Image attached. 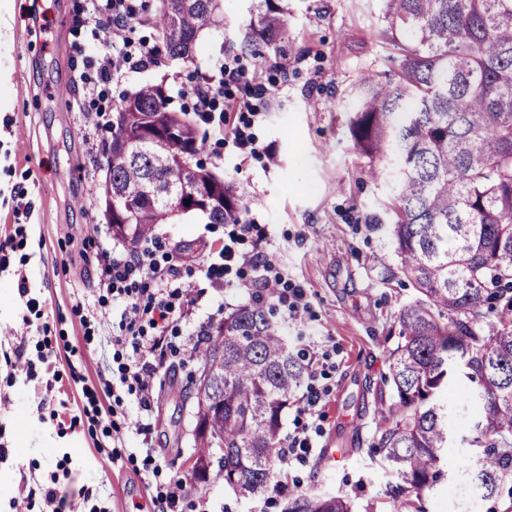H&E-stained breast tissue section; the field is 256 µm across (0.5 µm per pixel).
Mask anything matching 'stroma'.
<instances>
[{"label": "stroma", "mask_w": 512, "mask_h": 512, "mask_svg": "<svg viewBox=\"0 0 512 512\" xmlns=\"http://www.w3.org/2000/svg\"><path fill=\"white\" fill-rule=\"evenodd\" d=\"M250 6L224 0L223 26L201 34L192 59L129 62L97 104L115 113L123 95L162 80L171 108H192L183 86L235 58L242 85L191 115L198 158L248 210L253 229L238 251L272 253L304 289L308 311L282 326L311 339L304 361L327 391L307 421L311 454L284 473L299 490L350 497L354 512H390L396 479L370 446L373 404L398 340L396 317L416 292L383 278L396 265L385 209L392 183L370 178L348 130L361 73L391 66L380 37L384 0H288L284 67L262 45L240 54L236 34ZM91 9L89 0H0V512H53L50 489L66 495L65 512H151L174 475L186 481L175 512H282L287 490L245 497L194 476V418L184 400L198 368L191 351L158 365L151 416L133 401L125 413L109 412L101 379L112 371L113 305L97 255L134 249L97 207L112 131L95 127V103L79 79L99 52ZM251 84L268 93L250 113L238 104ZM244 124L256 155L241 156L233 143V128ZM375 215L380 224H371ZM231 230L199 213L154 228L158 262L199 296L194 315L178 324L179 341L254 297L249 273L230 271L219 288L204 274ZM144 421L147 440L137 431ZM465 452L459 443L450 449L452 475L431 492L427 512H472L477 496L457 470Z\"/></svg>", "instance_id": "35a3bbf8"}]
</instances>
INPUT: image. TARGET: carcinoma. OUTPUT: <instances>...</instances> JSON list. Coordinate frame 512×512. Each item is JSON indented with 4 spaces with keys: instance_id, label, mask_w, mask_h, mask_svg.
<instances>
[{
    "instance_id": "1",
    "label": "carcinoma",
    "mask_w": 512,
    "mask_h": 512,
    "mask_svg": "<svg viewBox=\"0 0 512 512\" xmlns=\"http://www.w3.org/2000/svg\"><path fill=\"white\" fill-rule=\"evenodd\" d=\"M221 0H156L150 22L172 61L192 58ZM282 0H254L241 49L257 43L285 60ZM381 35L397 68L366 73L349 119L356 150L375 165L396 163L391 235L396 270L417 292L397 316L399 341L375 399L373 447L398 482L394 512H426L424 501L447 475L454 434L444 395L471 384L462 416L470 425L464 468L488 512H512V0H386ZM183 128L156 134L145 149L112 158V191L127 222L114 235L133 242L170 220L179 194L201 173L214 197L209 223L244 211L222 178L184 155L201 149L188 110L169 108L164 82L123 97L112 142L138 139L137 113ZM164 186L149 196L152 181ZM199 378L184 396L196 402L194 475L243 495L264 493L276 475L282 418L307 367L288 345L273 310L256 299L224 317L194 349ZM284 512H353L339 494L290 492Z\"/></svg>"
}]
</instances>
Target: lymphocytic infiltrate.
<instances>
[{
  "instance_id": "lymphocytic-infiltrate-1",
  "label": "lymphocytic infiltrate",
  "mask_w": 512,
  "mask_h": 512,
  "mask_svg": "<svg viewBox=\"0 0 512 512\" xmlns=\"http://www.w3.org/2000/svg\"><path fill=\"white\" fill-rule=\"evenodd\" d=\"M129 17L126 0H108L105 15L96 18L94 37L107 51L92 58L80 75L87 95L101 94L103 86L111 83L131 56H138L144 63L153 61L155 50L148 44H140L133 51L124 47L119 30ZM249 230L246 223L236 226L229 243L218 251L217 262L209 265L208 274L217 276L235 267L248 268L253 283L283 308L288 320L300 319L307 309L306 294L277 272L273 256L261 252L249 256L236 250L235 241ZM99 264L107 293L123 306L112 341V379L106 382L105 391L112 398L113 410L123 409L126 398L132 396L143 411H150L149 379L157 362L179 350L168 328L190 316V291L177 275L158 266L155 252L149 247L133 259L114 250L103 251Z\"/></svg>"
}]
</instances>
